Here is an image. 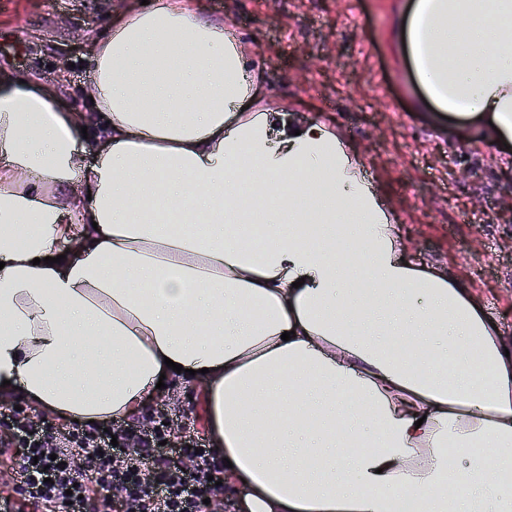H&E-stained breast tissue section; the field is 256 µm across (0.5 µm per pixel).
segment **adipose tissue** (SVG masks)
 <instances>
[{"label":"adipose tissue","instance_id":"1","mask_svg":"<svg viewBox=\"0 0 512 512\" xmlns=\"http://www.w3.org/2000/svg\"><path fill=\"white\" fill-rule=\"evenodd\" d=\"M400 29L424 106L512 142V0ZM90 62L88 113L0 72V396L107 423L202 384L241 512H512V341L406 260L339 136L188 0L114 14Z\"/></svg>","mask_w":512,"mask_h":512}]
</instances>
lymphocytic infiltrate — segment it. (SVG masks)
Segmentation results:
<instances>
[{
    "label": "lymphocytic infiltrate",
    "mask_w": 512,
    "mask_h": 512,
    "mask_svg": "<svg viewBox=\"0 0 512 512\" xmlns=\"http://www.w3.org/2000/svg\"><path fill=\"white\" fill-rule=\"evenodd\" d=\"M0 452L19 458L13 486L0 492V512H207L224 463L198 439L175 453L148 416L111 435L95 424L75 423L60 433L24 412L0 406Z\"/></svg>",
    "instance_id": "obj_1"
}]
</instances>
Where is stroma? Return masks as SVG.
I'll list each match as a JSON object with an SVG mask.
<instances>
[{
    "mask_svg": "<svg viewBox=\"0 0 512 512\" xmlns=\"http://www.w3.org/2000/svg\"><path fill=\"white\" fill-rule=\"evenodd\" d=\"M241 36L272 106L322 115L349 147L419 267L473 291L512 336V148L439 124L400 49L404 0H196ZM118 0H0V70L47 83L57 104L88 106L92 43ZM148 410L207 438L204 390L162 388Z\"/></svg>",
    "mask_w": 512,
    "mask_h": 512,
    "instance_id": "1",
    "label": "stroma"
}]
</instances>
